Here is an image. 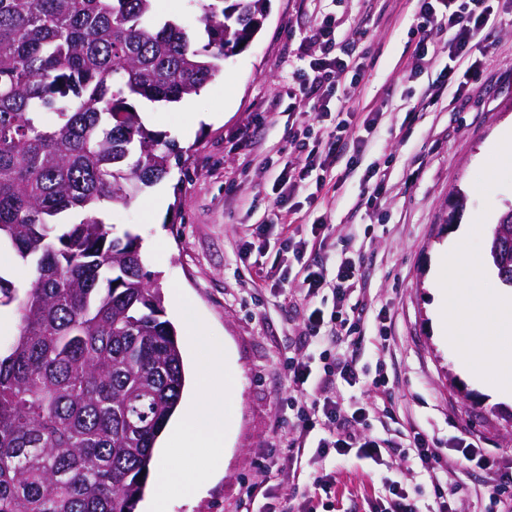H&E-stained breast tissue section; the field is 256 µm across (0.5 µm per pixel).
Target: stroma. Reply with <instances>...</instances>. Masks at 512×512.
Masks as SVG:
<instances>
[{"label":"stroma","mask_w":512,"mask_h":512,"mask_svg":"<svg viewBox=\"0 0 512 512\" xmlns=\"http://www.w3.org/2000/svg\"><path fill=\"white\" fill-rule=\"evenodd\" d=\"M340 29L359 25L371 53L357 79L343 77L349 111L381 113L382 119L359 168L345 163L329 171L323 197L308 202L297 193L303 219L300 234L314 223L328 226L329 250H349L360 261L357 288L345 308L364 313L357 353L366 374L356 386L337 382L333 396L356 399L368 410L365 429L386 432L396 451L372 462L353 456L336 462L334 512H383L387 487L400 483L422 512H438L439 500L428 472L407 442L411 429L435 435L450 458L448 477L461 490L448 512H490L485 470L453 465L451 445L466 432L479 438L499 471H512V404L490 393L482 372L460 368L455 349L444 342L439 314L447 294L436 289L448 251L486 258L488 237L471 230L474 218L496 224L512 204V164L488 151L498 132L512 125V0H491L494 23L482 36L483 68L467 92L446 84L447 65L465 71L466 61L450 62L440 42L430 46L434 65L417 69L416 0H324ZM316 15L313 0H269L262 30L247 48L224 59L222 75L197 96L169 106L136 101L149 113L147 129L184 149L180 163L128 206H104L99 213L111 236H139L145 271L154 274L164 295L165 317L183 331V306H190L221 352L234 378L224 412L232 418L227 444L198 448V470L224 465L222 475L194 496L169 495L163 512H258L247 498L249 486L266 465L282 463L271 453L274 429L287 420L293 390L282 363L294 354L301 319L286 290L255 284L254 264L296 273L292 254L261 239L246 241L249 225L274 218V184L286 162L296 161L288 143L300 116L288 98V77L320 55L307 36ZM220 112L218 122H198L183 134L192 113ZM417 113L407 124V113ZM252 148H245V141ZM387 169L389 183L380 205L368 201L370 165ZM494 176L488 193L475 183ZM465 206L452 212L454 193ZM150 199L162 200L158 210ZM248 261H240L243 243ZM389 309L394 323L389 349L377 351L375 316ZM384 367L387 392L371 383Z\"/></svg>","instance_id":"obj_1"}]
</instances>
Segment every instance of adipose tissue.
Masks as SVG:
<instances>
[{
  "label": "adipose tissue",
  "instance_id": "1",
  "mask_svg": "<svg viewBox=\"0 0 512 512\" xmlns=\"http://www.w3.org/2000/svg\"><path fill=\"white\" fill-rule=\"evenodd\" d=\"M447 277L438 281L439 289L448 295L445 310L448 340L456 346L464 368L487 373L492 386L502 394L512 395V300L493 293L478 306H470L468 295L460 286L462 277H477L482 273L480 262L453 251L446 261ZM469 307L466 331H459L457 314ZM195 394L171 422L167 439L189 447L190 452L179 461L162 464L155 475L158 494L183 490L182 476L194 468L192 449L202 445H223L224 410L219 405L215 386H229L230 374L224 369L222 355L214 354L197 360Z\"/></svg>",
  "mask_w": 512,
  "mask_h": 512
}]
</instances>
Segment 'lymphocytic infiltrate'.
<instances>
[{
    "mask_svg": "<svg viewBox=\"0 0 512 512\" xmlns=\"http://www.w3.org/2000/svg\"><path fill=\"white\" fill-rule=\"evenodd\" d=\"M415 51L421 68H428V42L431 36L440 35L448 47L449 59H456L471 53L474 42L491 21L492 12L488 0H417ZM364 33L354 27L346 32H338L336 19L332 14L317 12L309 39L317 44L321 56L316 59L309 71L296 74L292 78V95L295 102L314 99L318 109L314 119L324 127L321 138L310 135V126L299 125L288 133V142L295 152L304 154L305 163L300 168H283L279 175L278 194L274 205L278 213L296 215L300 207L293 198L306 183L312 172L327 171L346 155L363 154L369 147V138L379 119L378 113H370L364 119H357L355 113L344 107L345 97L338 92V82L343 74L357 71L362 59L368 55L363 47ZM362 127V134H355V127ZM253 235H275L280 251L293 254L300 268L296 273L295 288L302 305L304 333L298 342L294 356L283 364L296 394V413L288 421L286 430L277 432L278 443L284 444L287 455L281 468L266 467L265 485L251 487V499L266 496L269 483L279 481L283 471H297L302 463L307 442L311 433H318L314 458L320 467L308 475L303 482L294 484L292 498L298 499L296 512H311L309 504L318 494L332 495L336 487L335 471L326 469L330 455L348 456L357 452L358 456L379 459L391 452L394 441L372 432L361 431L365 418L364 408L347 412L333 400L323 401L309 396L305 388L312 369V358L323 362L319 383L328 387L336 380L355 383L362 373L356 352L328 354L323 344L326 339L327 324L338 323L344 326L347 335L357 332L356 324L345 318L340 306L355 283L357 270L354 259L347 254H339L334 259L310 260L306 253L310 240L322 239L324 227L312 225L310 239H298L292 235L276 233L274 225L259 224L252 230ZM332 285L339 306L338 311L324 315L315 307L314 300L325 285Z\"/></svg>",
    "mask_w": 512,
    "mask_h": 512,
    "instance_id": "f902f5d3",
    "label": "lymphocytic infiltrate"
}]
</instances>
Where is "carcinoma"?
<instances>
[{
    "instance_id": "1",
    "label": "carcinoma",
    "mask_w": 512,
    "mask_h": 512,
    "mask_svg": "<svg viewBox=\"0 0 512 512\" xmlns=\"http://www.w3.org/2000/svg\"><path fill=\"white\" fill-rule=\"evenodd\" d=\"M268 0H190L207 42L156 0H0V307L17 332L0 356V512H134L158 434L181 402L178 335L138 237L97 213L162 180L175 142L128 97L177 103L217 75L224 48ZM68 211L83 218L58 222ZM512 250V225L488 247Z\"/></svg>"
}]
</instances>
